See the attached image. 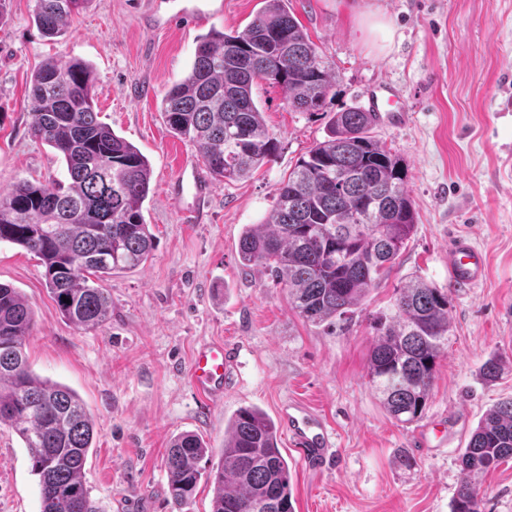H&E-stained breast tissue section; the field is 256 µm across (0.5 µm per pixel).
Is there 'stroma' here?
<instances>
[{"instance_id":"obj_1","label":"stroma","mask_w":512,"mask_h":512,"mask_svg":"<svg viewBox=\"0 0 512 512\" xmlns=\"http://www.w3.org/2000/svg\"><path fill=\"white\" fill-rule=\"evenodd\" d=\"M261 0H88L62 36L34 21L35 0H7L0 14V188L21 180H66L55 151L30 133L33 72L47 59L91 67L100 119L151 165L143 214L155 236L143 265L104 281L110 317L76 328L51 300L44 268L23 248L0 244V283L33 310L25 342L40 377L74 390L94 421L84 481L96 512H173L166 457L190 431L213 450L227 421L254 406L270 418L298 399L332 427L337 456L306 470L289 455L295 512H452L467 479L459 456L485 411L512 397V0H290L289 8L336 70L322 111L291 112L279 88L254 98L281 148L252 177L213 182L206 217L188 222L191 196L173 194L192 142L160 112L166 91L189 71L209 31L243 29ZM377 10L392 33L373 36L360 14ZM397 87L408 113L377 118L373 136L409 169L417 224L395 265L336 326H316L289 306L260 265L242 266L243 230L268 218L279 183L323 141L335 113L365 107L374 86ZM486 256L476 288L448 274L452 236ZM422 278L447 291L448 348L423 418L391 419L369 382L371 318L394 290ZM235 348L238 377L222 403L206 405L189 367L196 347ZM502 361L498 379L482 366ZM481 512H512V459L473 476ZM39 478L19 436L0 426V512H39Z\"/></svg>"}]
</instances>
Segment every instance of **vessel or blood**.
Here are the masks:
<instances>
[{
  "label": "vessel or blood",
  "instance_id": "b4317fda",
  "mask_svg": "<svg viewBox=\"0 0 512 512\" xmlns=\"http://www.w3.org/2000/svg\"><path fill=\"white\" fill-rule=\"evenodd\" d=\"M367 102L369 111L376 113L398 117L406 110L398 89L390 84L375 86L368 93ZM181 183L192 190L196 202H203L211 193L207 175L197 166L184 169ZM448 268L455 283L473 288L484 280L486 260L467 237L457 235L450 242ZM236 365L235 352L225 347L223 342L202 344L192 356L191 382L197 393L209 403H220ZM278 421L290 448L306 469L319 471L329 464L336 453L332 433L327 424L305 404L294 401L281 407Z\"/></svg>",
  "mask_w": 512,
  "mask_h": 512
}]
</instances>
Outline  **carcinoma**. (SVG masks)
<instances>
[{"instance_id":"obj_1","label":"carcinoma","mask_w":512,"mask_h":512,"mask_svg":"<svg viewBox=\"0 0 512 512\" xmlns=\"http://www.w3.org/2000/svg\"><path fill=\"white\" fill-rule=\"evenodd\" d=\"M87 0H36L34 21L61 35ZM264 82L293 112L322 110L335 69L318 52L285 0H263L244 30L200 38L193 64L162 99L170 130L195 145L220 181L249 176L280 149L253 97ZM89 68L50 61L31 80L32 135L55 150L70 182L20 180L0 190V242L40 259L61 315L79 329L102 326L110 301L99 282L146 262L154 238L142 213L150 190L148 159L98 119ZM375 113H336L327 138L301 156L276 191L263 224L239 240L245 266L261 264L287 289L305 321L333 325L354 312L393 266L416 224L407 166L370 135ZM71 300L67 304L63 299ZM448 293L420 278L395 289L374 317L368 377L391 418L418 421L448 347ZM33 312L18 289L0 284V425L12 428L39 476L40 512H95L84 482L93 423L77 394L30 368L24 345ZM185 432L167 456L168 492L177 512L200 484L213 489L211 512H294L288 458L274 421L239 409L224 432L218 462ZM512 458V398L488 409L459 460L467 474ZM452 512H480L479 493L460 484Z\"/></svg>"}]
</instances>
